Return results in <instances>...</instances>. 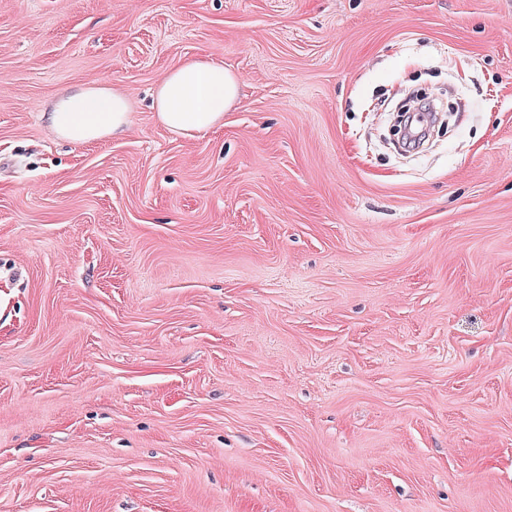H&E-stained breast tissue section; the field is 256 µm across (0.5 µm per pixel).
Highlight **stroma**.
Returning <instances> with one entry per match:
<instances>
[{"mask_svg":"<svg viewBox=\"0 0 512 512\" xmlns=\"http://www.w3.org/2000/svg\"><path fill=\"white\" fill-rule=\"evenodd\" d=\"M92 81L130 128L59 139ZM0 512H512V0H0ZM238 77L224 64L195 55L171 69L155 91V117L173 135L193 138L224 125L237 100ZM42 116L60 138L89 144L125 133L131 108L120 90L96 83L61 94Z\"/></svg>","mask_w":512,"mask_h":512,"instance_id":"1","label":"stroma"}]
</instances>
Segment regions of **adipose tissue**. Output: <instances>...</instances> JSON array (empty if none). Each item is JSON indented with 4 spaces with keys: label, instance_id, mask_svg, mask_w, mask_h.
<instances>
[{
    "label": "adipose tissue",
    "instance_id": "1",
    "mask_svg": "<svg viewBox=\"0 0 512 512\" xmlns=\"http://www.w3.org/2000/svg\"><path fill=\"white\" fill-rule=\"evenodd\" d=\"M238 77L223 64L195 55L171 69L155 91V117L173 135L192 138L223 126L238 99ZM49 128L74 144L125 133L131 123L127 97L103 83L61 94L44 112Z\"/></svg>",
    "mask_w": 512,
    "mask_h": 512
}]
</instances>
